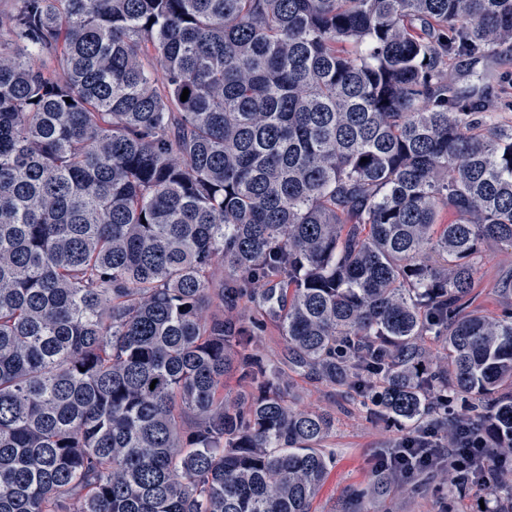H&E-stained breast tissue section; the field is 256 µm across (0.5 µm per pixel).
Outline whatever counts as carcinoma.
Returning <instances> with one entry per match:
<instances>
[{
	"label": "carcinoma",
	"instance_id": "carcinoma-1",
	"mask_svg": "<svg viewBox=\"0 0 512 512\" xmlns=\"http://www.w3.org/2000/svg\"><path fill=\"white\" fill-rule=\"evenodd\" d=\"M494 49L512 0H16L0 512H311L336 419L289 370L450 445L460 397L495 466L512 309L472 289L512 247V121L448 81ZM512 278V248L501 245L486 247L473 295L475 305L489 314L500 313L502 298L496 288ZM257 347L260 352L271 359L281 356L283 343L275 323L268 320L265 328L259 333Z\"/></svg>",
	"mask_w": 512,
	"mask_h": 512
}]
</instances>
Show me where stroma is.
Segmentation results:
<instances>
[{
  "mask_svg": "<svg viewBox=\"0 0 512 512\" xmlns=\"http://www.w3.org/2000/svg\"><path fill=\"white\" fill-rule=\"evenodd\" d=\"M511 72V61L489 52L474 61H455L448 70V79L465 90L482 82L497 83L503 74ZM510 279L512 248L486 247L473 288L478 308L489 314L500 313L498 289ZM292 382L296 407L327 411L336 418V432L327 444L335 463L313 503V512H482L480 502L487 497L484 485L475 483L456 489L443 468L392 482L389 492L375 500L352 501V492L368 486L385 449L402 438V430L370 416L355 396L298 374L293 375Z\"/></svg>",
  "mask_w": 512,
  "mask_h": 512,
  "instance_id": "stroma-1",
  "label": "stroma"
}]
</instances>
